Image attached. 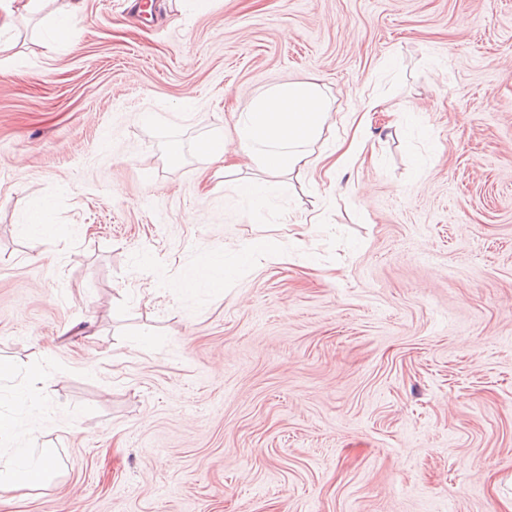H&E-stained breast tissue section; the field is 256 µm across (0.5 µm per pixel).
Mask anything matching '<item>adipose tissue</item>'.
Masks as SVG:
<instances>
[{
	"label": "adipose tissue",
	"mask_w": 512,
	"mask_h": 512,
	"mask_svg": "<svg viewBox=\"0 0 512 512\" xmlns=\"http://www.w3.org/2000/svg\"><path fill=\"white\" fill-rule=\"evenodd\" d=\"M330 105L318 83L287 81L254 98L234 116L233 130L241 151L240 161L226 158L223 138H209L196 149L225 169H257L261 176L245 179L239 189L250 201L261 204L276 197L279 176L308 173L333 166L342 170L364 150L361 139L337 144L330 151L315 152ZM35 431H28L19 444L0 451V491L8 492L49 484L56 475L54 449L37 448Z\"/></svg>",
	"instance_id": "1"
}]
</instances>
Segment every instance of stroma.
<instances>
[{"instance_id":"obj_1","label":"stroma","mask_w":512,"mask_h":512,"mask_svg":"<svg viewBox=\"0 0 512 512\" xmlns=\"http://www.w3.org/2000/svg\"><path fill=\"white\" fill-rule=\"evenodd\" d=\"M68 2L0 61V396L53 357L60 462L0 512H512V0ZM300 79L366 160L251 204L196 144ZM81 12V3L73 2L68 10L56 16L51 24V34L57 40H65L73 32V24ZM379 105L380 102L378 99L371 97L365 98L363 96L359 97L353 107V112L349 113L347 123L351 124V126L357 125L356 129L358 130L363 124V121L369 119L372 113L377 111ZM255 255H267L281 261L288 260L285 259L286 252L279 245L257 242H248L242 246L236 253V260L238 262H250ZM227 274L226 260H223L222 254L214 253L194 268L183 284L189 286L198 282H206L215 286L220 284Z\"/></svg>"}]
</instances>
